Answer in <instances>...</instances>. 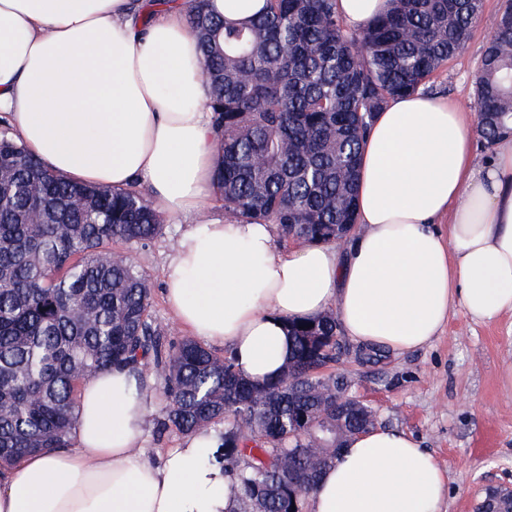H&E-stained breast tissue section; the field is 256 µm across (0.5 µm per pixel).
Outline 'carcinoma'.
I'll return each instance as SVG.
<instances>
[{"label":"carcinoma","mask_w":512,"mask_h":512,"mask_svg":"<svg viewBox=\"0 0 512 512\" xmlns=\"http://www.w3.org/2000/svg\"><path fill=\"white\" fill-rule=\"evenodd\" d=\"M482 0H392L350 29L336 0H263L247 18L192 0L188 26L210 86L224 219L271 224L280 238L336 242L356 223L363 139L395 96L424 87L460 53ZM477 127L492 146L512 130V0L475 79ZM40 224L29 223L34 212ZM163 218L135 186L90 187L47 169L0 128V468L72 444L81 386L123 365L161 380V426L182 435L224 425L222 458L240 512H302L320 474L360 422L336 408L349 381L324 370L349 357L332 313L292 322L282 375L258 386L191 337L166 340L151 319L146 274L113 242L144 245ZM327 429L322 454L305 445Z\"/></svg>","instance_id":"obj_1"}]
</instances>
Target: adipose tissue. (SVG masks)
I'll return each instance as SVG.
<instances>
[{
	"mask_svg": "<svg viewBox=\"0 0 512 512\" xmlns=\"http://www.w3.org/2000/svg\"><path fill=\"white\" fill-rule=\"evenodd\" d=\"M189 0H0V112L26 149L73 181L145 185L184 228L166 302L251 381L284 371L288 324L333 312L364 347L408 353L453 307L512 313V137L475 162L460 102L391 99L363 143L358 224L345 245L279 244L272 225L206 217L217 152ZM447 229H440L441 218ZM154 375L121 367L81 387L69 448L0 478V512H235L214 429L152 460ZM448 476L409 433L353 436L311 492V512H441Z\"/></svg>",
	"mask_w": 512,
	"mask_h": 512,
	"instance_id": "1",
	"label": "adipose tissue"
}]
</instances>
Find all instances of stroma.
<instances>
[{
  "label": "stroma",
  "instance_id": "1",
  "mask_svg": "<svg viewBox=\"0 0 512 512\" xmlns=\"http://www.w3.org/2000/svg\"><path fill=\"white\" fill-rule=\"evenodd\" d=\"M506 0H482L479 21L466 47L427 84L433 95L473 105L483 45L495 30ZM181 231L166 224L146 245L113 244L133 255L151 288V317L168 341L186 332L164 297L163 268ZM351 395L377 412L379 425L411 433L449 475L442 512H476L486 487L512 489V315L492 323L454 308L445 331L430 345L405 354L386 353L376 363L348 358L337 367Z\"/></svg>",
  "mask_w": 512,
  "mask_h": 512
}]
</instances>
